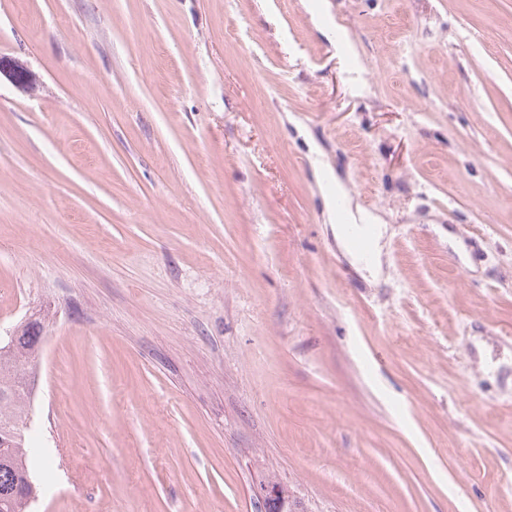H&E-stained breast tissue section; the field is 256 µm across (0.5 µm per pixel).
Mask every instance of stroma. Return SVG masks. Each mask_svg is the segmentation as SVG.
I'll use <instances>...</instances> for the list:
<instances>
[{
	"mask_svg": "<svg viewBox=\"0 0 512 512\" xmlns=\"http://www.w3.org/2000/svg\"><path fill=\"white\" fill-rule=\"evenodd\" d=\"M38 310L35 512H512V0H0ZM345 195V194H344ZM346 197L347 214H345L348 223L353 226H362L363 229L367 228L370 231V252L368 256H363L357 253L351 246L349 240L348 227L345 224L336 222L335 235L336 242L344 253L350 258V261L355 266H360V269L368 272L370 277L376 279L381 273V246L380 241L383 237L384 229L382 224H365L368 218L356 207V211H352L351 201ZM261 498L265 503L266 512L273 506H276L278 512H296L300 509L293 504L288 493L275 481L264 484L261 488Z\"/></svg>",
	"mask_w": 512,
	"mask_h": 512,
	"instance_id": "obj_1",
	"label": "stroma"
}]
</instances>
